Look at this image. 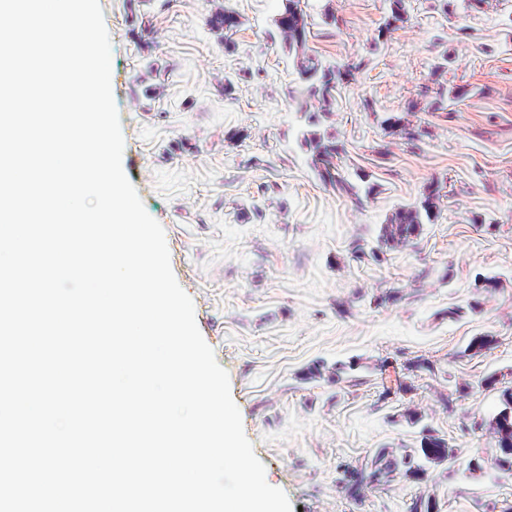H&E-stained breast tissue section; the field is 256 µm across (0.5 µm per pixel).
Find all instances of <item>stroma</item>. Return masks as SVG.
<instances>
[{"instance_id":"obj_1","label":"stroma","mask_w":512,"mask_h":512,"mask_svg":"<svg viewBox=\"0 0 512 512\" xmlns=\"http://www.w3.org/2000/svg\"><path fill=\"white\" fill-rule=\"evenodd\" d=\"M100 4L124 173L267 482L299 512H512L489 426L512 388V0H408L396 23L391 0H302L310 54L355 67L312 126L274 26L282 0ZM313 132L341 146L359 199L320 179ZM433 184V221L381 241ZM482 335L493 344L468 351ZM427 435L453 463L345 489L342 467Z\"/></svg>"}]
</instances>
